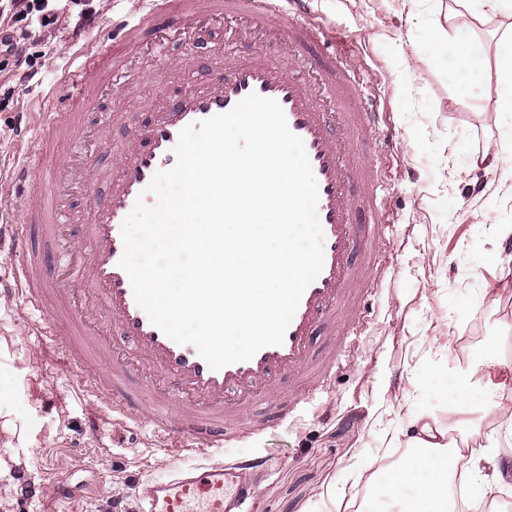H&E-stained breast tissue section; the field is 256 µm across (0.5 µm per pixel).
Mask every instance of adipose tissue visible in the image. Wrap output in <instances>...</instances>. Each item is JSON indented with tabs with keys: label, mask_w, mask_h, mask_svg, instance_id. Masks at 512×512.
<instances>
[{
	"label": "adipose tissue",
	"mask_w": 512,
	"mask_h": 512,
	"mask_svg": "<svg viewBox=\"0 0 512 512\" xmlns=\"http://www.w3.org/2000/svg\"><path fill=\"white\" fill-rule=\"evenodd\" d=\"M427 41L432 47L429 60L433 66L451 62L458 72L475 82L481 81L487 71H494L498 87L495 108L512 112V34L492 65L483 53L471 50L458 37L442 30H432ZM411 427L409 455L384 474L401 512H458L457 502L448 493V480L463 465L476 469L489 459L495 469L496 485H505L512 479V448L504 453L497 449L489 453L482 448L459 447L449 441L445 429L427 416L413 417Z\"/></svg>",
	"instance_id": "obj_1"
}]
</instances>
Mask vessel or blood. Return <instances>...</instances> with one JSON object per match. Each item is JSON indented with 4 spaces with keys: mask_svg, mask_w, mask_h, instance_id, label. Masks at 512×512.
<instances>
[{
    "mask_svg": "<svg viewBox=\"0 0 512 512\" xmlns=\"http://www.w3.org/2000/svg\"><path fill=\"white\" fill-rule=\"evenodd\" d=\"M311 0H152L138 21L111 20V38L83 53L62 80L69 109L40 113L44 134L37 151L18 146L12 189L0 203L18 212L53 248V264L20 227L0 226V248L18 256L11 293L22 307L38 311L39 335L81 372V384L112 422L149 421L156 447L172 458L196 457V465L143 484L138 510L120 499L110 512H253L257 479L268 459H223L226 444L261 439L304 405L330 390L346 362L353 338L367 322L360 309L372 291L377 249L395 222L380 174L385 162L355 155L364 136L391 138L386 115L368 94L336 28L319 22ZM170 22L160 26L158 14ZM271 14L258 26L254 14ZM236 42L273 40L281 53L243 57L216 50L208 75L191 88L163 99L150 117L128 125L123 140L108 127L97 131L106 164L79 152L75 133L112 85L128 81L135 56L162 52L168 42L198 33ZM275 99L290 130L305 146L318 183V216L324 261L305 290L282 344L262 348L245 362L211 369L190 345L176 343L138 305L130 279L119 265L121 226L137 198L152 202L146 189L157 171L168 169L172 149L187 125L232 109L250 93ZM67 147L66 166L53 164ZM84 187L89 203L74 201ZM327 335L328 349H312ZM139 380L147 417L127 398L128 382ZM279 401L272 416L250 419L261 397Z\"/></svg>",
    "mask_w": 512,
    "mask_h": 512,
    "instance_id": "1",
    "label": "vessel or blood"
}]
</instances>
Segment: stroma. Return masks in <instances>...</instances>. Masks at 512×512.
<instances>
[{
  "label": "stroma",
  "mask_w": 512,
  "mask_h": 512,
  "mask_svg": "<svg viewBox=\"0 0 512 512\" xmlns=\"http://www.w3.org/2000/svg\"><path fill=\"white\" fill-rule=\"evenodd\" d=\"M94 23L71 40L78 8L56 0L53 24L30 20L16 33L19 57L0 54V184L8 183L20 113L38 111L81 50L107 40L109 19L133 14L139 0H90ZM325 25L342 30L352 61L379 108L387 112L396 149L385 193L396 213L379 289L368 323L330 395L260 441L224 451L226 459L262 454L272 474L261 480L254 512H398L388 491L368 485L375 471L406 455L410 412H424L471 447L504 443L483 407L512 391V274L482 262L512 238L495 240V224H512V181L473 167L507 124L494 110L496 77L459 93L447 71L429 66L423 45L435 25L468 30L495 58L499 19L472 15L454 0H313ZM29 60L25 80L17 58ZM138 78L117 84L90 111L89 125L108 113L143 119L159 91L158 63L143 56ZM38 314L0 295V512H108L109 501L134 502L142 481L166 476L174 462L147 430H113L39 336ZM470 372L466 408L452 410L443 383ZM45 483L43 497L22 499L19 479Z\"/></svg>",
  "instance_id": "stroma-1"
}]
</instances>
